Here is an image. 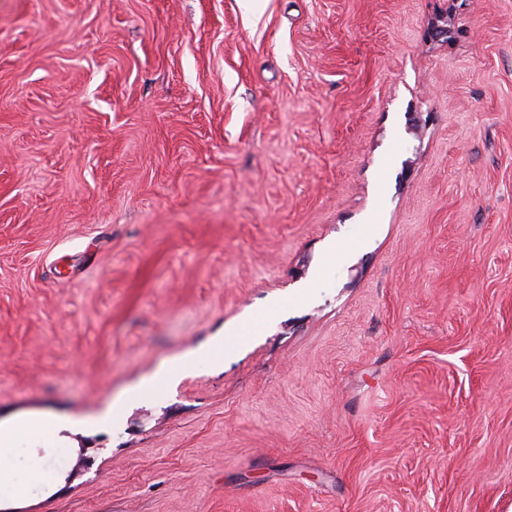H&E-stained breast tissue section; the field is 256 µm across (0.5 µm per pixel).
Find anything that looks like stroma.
<instances>
[{
  "instance_id": "1",
  "label": "stroma",
  "mask_w": 512,
  "mask_h": 512,
  "mask_svg": "<svg viewBox=\"0 0 512 512\" xmlns=\"http://www.w3.org/2000/svg\"><path fill=\"white\" fill-rule=\"evenodd\" d=\"M3 431L0 512H512V0H0Z\"/></svg>"
}]
</instances>
